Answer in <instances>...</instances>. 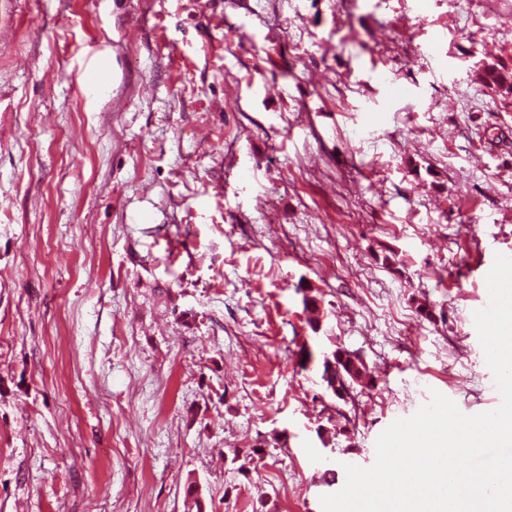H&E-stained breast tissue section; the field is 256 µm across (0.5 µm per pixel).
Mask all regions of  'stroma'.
Here are the masks:
<instances>
[{
  "label": "stroma",
  "instance_id": "obj_1",
  "mask_svg": "<svg viewBox=\"0 0 512 512\" xmlns=\"http://www.w3.org/2000/svg\"><path fill=\"white\" fill-rule=\"evenodd\" d=\"M497 62L512 0H0V512H322L431 391L497 408ZM337 354H340L338 356ZM324 355L322 361L321 379L327 391L338 388L348 390L353 383H359L363 387H371L373 377L362 361L348 351L337 349L331 361Z\"/></svg>",
  "mask_w": 512,
  "mask_h": 512
}]
</instances>
